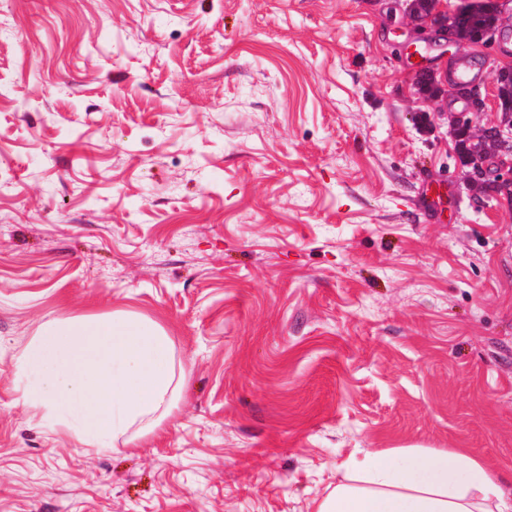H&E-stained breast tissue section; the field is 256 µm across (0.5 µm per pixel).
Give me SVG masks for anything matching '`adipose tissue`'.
Wrapping results in <instances>:
<instances>
[{"instance_id":"ef3b65f1","label":"adipose tissue","mask_w":512,"mask_h":512,"mask_svg":"<svg viewBox=\"0 0 512 512\" xmlns=\"http://www.w3.org/2000/svg\"><path fill=\"white\" fill-rule=\"evenodd\" d=\"M16 367L24 404L91 448L137 422L154 432L175 390L165 332L124 316L46 321ZM345 467L353 483L338 485L315 512H512L499 473L459 448L376 449Z\"/></svg>"}]
</instances>
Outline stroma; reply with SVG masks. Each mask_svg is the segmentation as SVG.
<instances>
[{
  "label": "stroma",
  "mask_w": 512,
  "mask_h": 512,
  "mask_svg": "<svg viewBox=\"0 0 512 512\" xmlns=\"http://www.w3.org/2000/svg\"><path fill=\"white\" fill-rule=\"evenodd\" d=\"M394 0H0V512H309L379 448L512 488V204L476 205ZM502 47L431 48L486 96ZM170 339L158 430L21 399L46 320Z\"/></svg>",
  "instance_id": "obj_1"
}]
</instances>
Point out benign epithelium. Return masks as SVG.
Masks as SVG:
<instances>
[{"label":"benign epithelium","mask_w":512,"mask_h":512,"mask_svg":"<svg viewBox=\"0 0 512 512\" xmlns=\"http://www.w3.org/2000/svg\"><path fill=\"white\" fill-rule=\"evenodd\" d=\"M510 3L512 0H496L497 27L482 32L477 38L478 42L490 46L498 41L500 30L505 26L504 6ZM399 7L403 17L413 21H425L429 25L428 34L425 33L427 29L419 28L417 40L429 44L440 38L451 44L461 42L454 35L459 10L437 12L432 8L430 12L423 13L417 10L416 0H399ZM447 96L466 103L464 111L448 114V126L454 137L461 131L469 135L471 157L466 166L471 190L479 194L492 184L512 189V112L503 108L501 100L498 99L495 101L494 119L479 125L476 120L485 109V98L479 86L470 82H455L446 88H439L438 97Z\"/></svg>","instance_id":"1"}]
</instances>
